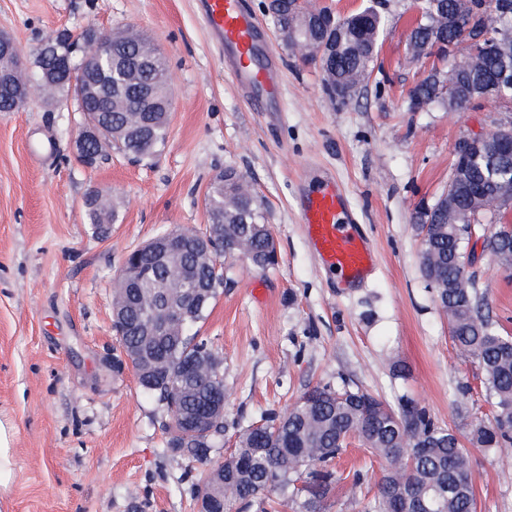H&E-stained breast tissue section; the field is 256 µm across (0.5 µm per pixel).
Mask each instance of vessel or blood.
<instances>
[{
  "label": "vessel or blood",
  "mask_w": 512,
  "mask_h": 512,
  "mask_svg": "<svg viewBox=\"0 0 512 512\" xmlns=\"http://www.w3.org/2000/svg\"><path fill=\"white\" fill-rule=\"evenodd\" d=\"M199 11L237 83L263 101H272L279 88V71L269 64L257 66L256 58L264 51L263 36L242 0H199ZM300 222L322 268L334 273L342 287H355L373 273L374 253L358 232L336 181L327 180L304 195Z\"/></svg>",
  "instance_id": "vessel-or-blood-1"
}]
</instances>
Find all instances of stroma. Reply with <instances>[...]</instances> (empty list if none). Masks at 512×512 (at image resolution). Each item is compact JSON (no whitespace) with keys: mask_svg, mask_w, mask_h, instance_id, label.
Returning a JSON list of instances; mask_svg holds the SVG:
<instances>
[{"mask_svg":"<svg viewBox=\"0 0 512 512\" xmlns=\"http://www.w3.org/2000/svg\"><path fill=\"white\" fill-rule=\"evenodd\" d=\"M267 3L244 0L284 76L281 99L260 112L226 74L194 0H0V34L19 46L23 76L47 39L132 29L166 57L174 97L155 159L113 149L94 170L72 152L77 116L65 93L49 99L36 88L0 112V423L12 429L14 464L0 512H194L202 467L165 454L167 413L125 360L112 298L128 251L206 226L207 187L227 166L260 196L279 260L262 273L226 259V284L197 326L223 360L216 457L316 385L358 386L395 408L413 400L463 440L491 419L483 373L455 350L422 275L412 216L447 187L457 142L492 129L494 113L486 104L409 110V90L439 62L407 54L419 0H377L378 61L343 105L328 101L319 63L291 55ZM328 177L378 258L355 288L322 270L300 224V194ZM94 188L117 204L105 235L82 204ZM469 247L490 315L512 336V276L480 240ZM336 469L344 480L322 512H362L380 460L354 440ZM471 471L477 512H512V448L472 449Z\"/></svg>","mask_w":512,"mask_h":512,"instance_id":"35a3bbf8","label":"stroma"}]
</instances>
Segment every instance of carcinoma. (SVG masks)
<instances>
[{
  "instance_id": "obj_1",
  "label": "carcinoma",
  "mask_w": 512,
  "mask_h": 512,
  "mask_svg": "<svg viewBox=\"0 0 512 512\" xmlns=\"http://www.w3.org/2000/svg\"><path fill=\"white\" fill-rule=\"evenodd\" d=\"M470 2L420 0V18L407 41L409 59L419 61L429 46L438 49L445 64L411 91V109L421 101L467 109L471 106L468 92L475 91L479 99L492 103L493 111L512 112V83L497 80L501 70L512 72V10L503 12L500 0H484L479 13ZM297 12L312 20L308 38L327 51L328 60L321 61L325 93L338 104L346 103L345 92L374 69L384 31L380 14L368 5L344 18H332L309 0H279L272 15L289 47L298 53L305 45L293 33ZM464 29L478 42L465 45V53L458 58L446 44ZM107 46L112 58L137 55L145 58L146 66L116 75L120 91L110 103L83 95L75 98V111L80 120L104 128L101 145L95 147L97 159L105 160L104 146L113 143L138 162L150 160L164 145L170 125L166 62L137 33L109 36ZM58 56L69 59L76 72L100 59L92 49L78 51L77 42L62 35L46 43V52H38L37 71L50 67ZM148 84L153 97L144 98L141 89ZM462 168L463 173L448 179V189L416 215L423 235L421 271L448 316L455 348L473 357L481 368L494 407L493 420L476 427L470 443L474 448H504L512 444V336L501 334L484 313L485 298L478 295L475 277L467 270L464 236L470 225L493 224L512 208V161L487 153ZM89 196L90 224L99 231L114 223L116 206L108 193L96 188ZM205 206L208 223L222 225L216 247H224V256L244 260L260 272L275 266L277 253L263 222V202L243 174L233 167L218 173L207 189ZM487 241L500 269L512 274V230L499 228ZM125 275L135 277L126 289V317L117 328L125 347L146 340L139 335L140 324L174 276L182 277V287L189 292L208 286L209 306L223 284L213 255L192 249L185 250L178 266L164 265L152 253L140 251ZM148 340L162 370L141 374L138 381L171 414L165 452L202 463L224 427L208 425L192 431L176 414L189 415L205 404L211 387L222 380L218 358L206 341L184 331L178 321L163 335ZM183 376L186 388L173 392L171 383ZM351 435L361 438L385 462L366 512H391L397 504L412 512L421 501L426 505L421 512H475L470 450L461 439L436 425L425 410L404 403L396 411L359 387L316 386L295 402L288 417L273 415L260 425H248L224 459V491L208 480L204 485L216 496L218 512H236L242 505L273 512L283 502L294 505L295 512H320L322 502L341 480L331 463Z\"/></svg>"
}]
</instances>
